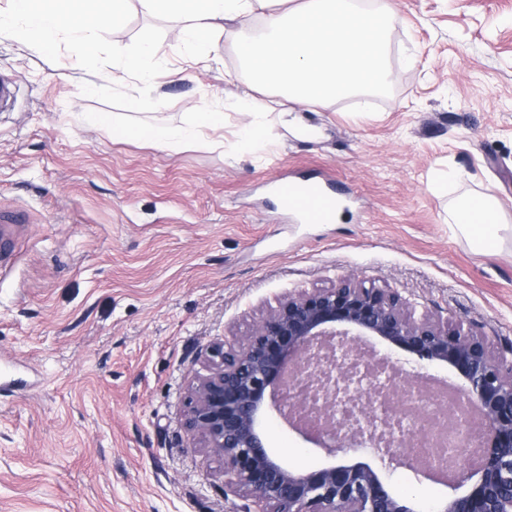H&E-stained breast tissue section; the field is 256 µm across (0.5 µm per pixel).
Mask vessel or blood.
Instances as JSON below:
<instances>
[{
    "label": "vessel or blood",
    "instance_id": "1",
    "mask_svg": "<svg viewBox=\"0 0 512 512\" xmlns=\"http://www.w3.org/2000/svg\"><path fill=\"white\" fill-rule=\"evenodd\" d=\"M274 194L284 211L308 224L333 223L340 207L341 194L329 180L281 178L274 182ZM15 222V217L0 210V263L10 260L14 252Z\"/></svg>",
    "mask_w": 512,
    "mask_h": 512
}]
</instances>
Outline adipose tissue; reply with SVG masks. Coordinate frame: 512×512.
<instances>
[{"instance_id": "adipose-tissue-1", "label": "adipose tissue", "mask_w": 512, "mask_h": 512, "mask_svg": "<svg viewBox=\"0 0 512 512\" xmlns=\"http://www.w3.org/2000/svg\"><path fill=\"white\" fill-rule=\"evenodd\" d=\"M272 0H11L9 14H0V28L12 27L34 54L53 56L67 39L81 48L85 60L95 52L92 33L104 25L122 26L131 5L141 12L184 19L181 39L198 51L209 48L225 21H238L242 33L233 44L253 86L278 91L267 102L249 96L245 112L260 115L272 110L281 117L313 103L327 104L359 90L387 86L389 43L386 28L392 19L387 0L374 11L357 7L355 0H302L283 10ZM93 121L116 132H133L154 146L165 148L199 144L208 130L224 126L222 110L204 105L188 125L141 124L94 115Z\"/></svg>"}]
</instances>
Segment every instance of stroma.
<instances>
[{
	"label": "stroma",
	"instance_id": "obj_1",
	"mask_svg": "<svg viewBox=\"0 0 512 512\" xmlns=\"http://www.w3.org/2000/svg\"><path fill=\"white\" fill-rule=\"evenodd\" d=\"M390 87L300 108L302 138L262 115L265 145L237 151L248 82L232 46L209 57L182 20L130 9L92 35L83 66L69 41L33 55L0 32V74L18 83L0 112V205L25 208V243L0 272V512H242L222 464L184 430L186 388L213 342L243 337L292 291L345 275L397 290L512 349V0H392ZM165 42L164 65L122 74L113 44ZM224 112L214 146L158 148L92 125L95 113L186 125ZM277 175L334 179L332 224L279 208ZM493 200L496 250L452 221ZM267 444L297 470L373 456L325 455L276 414ZM402 499L433 512L450 490L404 468Z\"/></svg>",
	"mask_w": 512,
	"mask_h": 512
}]
</instances>
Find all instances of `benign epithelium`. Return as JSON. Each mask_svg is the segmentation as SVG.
Returning a JSON list of instances; mask_svg holds the SVG:
<instances>
[{
  "mask_svg": "<svg viewBox=\"0 0 512 512\" xmlns=\"http://www.w3.org/2000/svg\"><path fill=\"white\" fill-rule=\"evenodd\" d=\"M396 350L419 364L448 367V382L484 418L479 462L457 470L448 483L454 494L437 512H512V360L442 313L417 317L398 292L354 276L290 292L244 339L211 344L203 372L188 386L184 427L224 465V486L247 501L244 512H419L393 492L386 472L405 467L418 479L436 472L413 460L392 433L369 432L392 411L389 393L410 396L427 377L407 368L410 360L393 356ZM348 351L377 368L368 374L372 397L359 418L341 426L329 417L334 438L289 427L333 457L370 446L381 469L357 462L294 470L267 445L264 417L269 411L283 415L281 389L289 369L301 379L322 367L337 371L345 387L354 384L357 373L336 363Z\"/></svg>",
  "mask_w": 512,
  "mask_h": 512,
  "instance_id": "obj_1",
  "label": "benign epithelium"
}]
</instances>
